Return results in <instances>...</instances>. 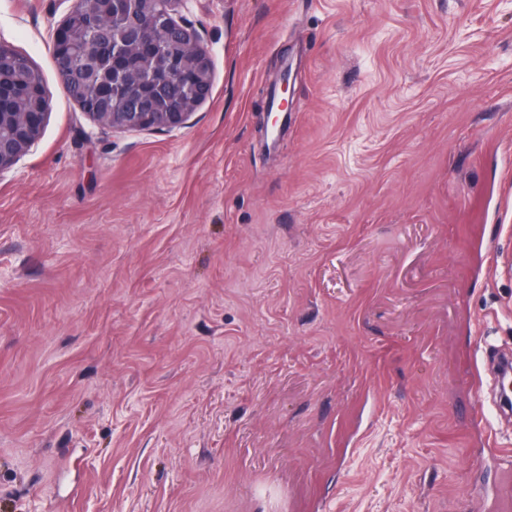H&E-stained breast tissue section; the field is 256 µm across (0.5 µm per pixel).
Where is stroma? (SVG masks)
Returning a JSON list of instances; mask_svg holds the SVG:
<instances>
[{"mask_svg": "<svg viewBox=\"0 0 512 512\" xmlns=\"http://www.w3.org/2000/svg\"><path fill=\"white\" fill-rule=\"evenodd\" d=\"M71 5L0 0L51 98L0 178V512H512V0H189L210 97L121 133Z\"/></svg>", "mask_w": 512, "mask_h": 512, "instance_id": "35a3bbf8", "label": "stroma"}]
</instances>
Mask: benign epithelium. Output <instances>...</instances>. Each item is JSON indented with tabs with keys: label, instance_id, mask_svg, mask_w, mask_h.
Instances as JSON below:
<instances>
[{
	"label": "benign epithelium",
	"instance_id": "7a95c632",
	"mask_svg": "<svg viewBox=\"0 0 512 512\" xmlns=\"http://www.w3.org/2000/svg\"><path fill=\"white\" fill-rule=\"evenodd\" d=\"M190 0H110L112 31L101 41L94 0H76L50 36L49 48L63 83L76 74V63L99 62V51L110 52L112 80L125 88L123 103L106 112L97 106L83 111L115 131L174 129L182 126L212 90V67L198 31L175 19ZM89 32L77 52V27ZM180 54H168L165 42ZM16 97L39 106L37 112H0V177L40 139L50 101L43 81H24Z\"/></svg>",
	"mask_w": 512,
	"mask_h": 512
}]
</instances>
